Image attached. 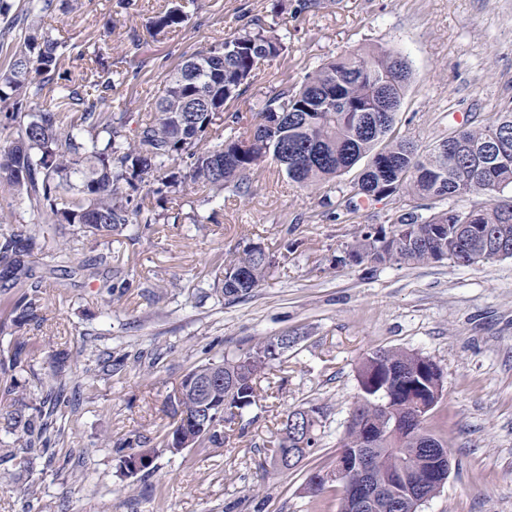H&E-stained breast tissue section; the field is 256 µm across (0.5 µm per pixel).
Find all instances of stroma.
I'll list each match as a JSON object with an SVG mask.
<instances>
[{
  "mask_svg": "<svg viewBox=\"0 0 512 512\" xmlns=\"http://www.w3.org/2000/svg\"><path fill=\"white\" fill-rule=\"evenodd\" d=\"M192 0L176 32L151 36L148 22L168 0H80L42 22L62 42L60 71L81 77L101 53L115 86L106 107L137 126L168 73L239 29L243 15L284 35L283 56L266 64L226 113L248 114L284 89L298 88L321 62L361 45L401 54L412 77L398 114L400 135L420 149L450 131L512 106V0ZM361 172L353 167L311 196L279 174L259 171L249 195L207 198L185 183L160 206L168 223L143 237L113 236L111 267L88 277L98 248L66 230L65 266L41 254L31 264L47 286L37 320L22 329L27 360L15 377L34 389L50 356L71 355L68 389L80 392L70 433L55 462L36 460L12 478L0 461V512H338L340 493L314 497L312 473L331 467L359 394L355 365L373 350L401 348L443 370L442 395L427 424L447 444L452 469L420 512H512V258L472 266L335 267L365 224L398 210L425 215L430 203L389 197L358 213L323 205ZM277 256L264 284L242 299L217 292L225 256L246 242ZM298 337L271 398L228 432L223 447L171 454L166 404L194 366L246 351L258 339ZM117 369L84 384L98 353ZM327 409L315 453L297 469H269L266 450L286 411ZM122 448L152 463L127 478Z\"/></svg>",
  "mask_w": 512,
  "mask_h": 512,
  "instance_id": "stroma-1",
  "label": "stroma"
}]
</instances>
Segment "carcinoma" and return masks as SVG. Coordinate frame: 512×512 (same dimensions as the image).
Listing matches in <instances>:
<instances>
[{
  "label": "carcinoma",
  "mask_w": 512,
  "mask_h": 512,
  "mask_svg": "<svg viewBox=\"0 0 512 512\" xmlns=\"http://www.w3.org/2000/svg\"><path fill=\"white\" fill-rule=\"evenodd\" d=\"M75 0H33L27 13L12 14L13 0H0V102L12 110L0 115V127L12 129L14 141L0 147V178L9 191L26 201L37 221L0 231V279L16 289L5 308L21 329L37 319L45 289L29 267L28 258L44 252L50 233L63 234L77 226L95 246L110 242L128 226L149 228L161 214L140 201L130 207L131 193L145 196L178 192L182 178L177 167L189 161L193 184L217 197L224 190L247 193L253 176L268 163L276 164L289 180L312 194L352 169L367 163L350 190L345 208L355 213L364 201L379 197L459 200L471 194L488 197L480 208H441L423 217L397 212L387 226L363 227L346 245L338 265H419L449 260L458 266L499 259L501 245L512 250V110L496 112L480 125H464L441 138L423 154L412 140L399 135L396 117L411 78L401 56L364 46L320 64L307 73L297 90L270 97L252 113L245 130L224 137V107L238 100L256 76V59L268 63L286 50L283 38L261 19L239 30L171 71L147 118L128 129L125 112L105 110L114 81L103 70L92 81L77 82L59 73L61 42L44 31L41 14L73 9ZM184 7L174 5L153 16L156 35L181 27ZM25 26L15 35L16 27ZM62 81L58 95L21 112L40 98L46 85ZM458 138L477 151L448 152V139ZM275 253L247 244L224 259L221 292L242 298L266 281ZM284 348L274 352L267 339L247 351L210 360L189 373L213 374L211 402L224 407L206 416L203 402L191 391L170 400L173 428L166 449L174 452L183 440L195 445L224 446V423L243 419L259 401L262 383L286 362ZM426 357L403 349H379L357 367L359 397L365 404L350 415L339 452L368 458L370 473L355 468L349 482L367 480L380 489L377 512H396L391 493L397 486L398 462H404L411 481L423 480L425 451L436 438L425 423H413L415 408L435 400L443 390V371ZM26 361V343L15 337L0 350V374L8 376ZM68 353L55 354L52 382L38 381L39 405L30 408L16 394L13 381L4 382L3 395L13 403L0 409L5 432L16 436L17 452L6 449L14 471L22 475L47 451L43 434L68 436L63 373ZM312 437L308 454L315 453L323 408L310 406ZM291 413L278 423L277 448L282 456L296 447L291 437Z\"/></svg>",
  "instance_id": "1"
}]
</instances>
